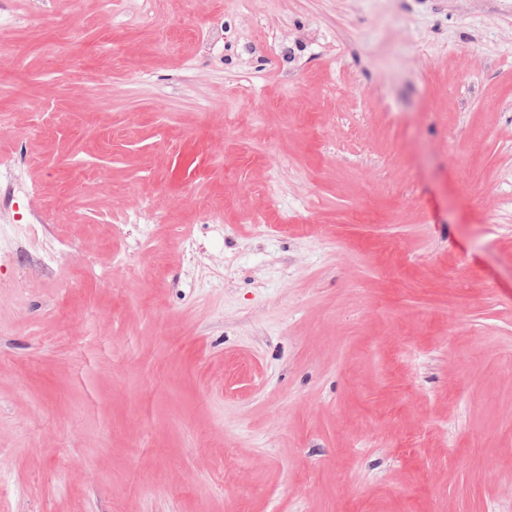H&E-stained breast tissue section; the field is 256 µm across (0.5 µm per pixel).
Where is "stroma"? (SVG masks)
Instances as JSON below:
<instances>
[{"label":"stroma","mask_w":512,"mask_h":512,"mask_svg":"<svg viewBox=\"0 0 512 512\" xmlns=\"http://www.w3.org/2000/svg\"><path fill=\"white\" fill-rule=\"evenodd\" d=\"M2 224L0 512H512V0H0Z\"/></svg>","instance_id":"35a3bbf8"}]
</instances>
